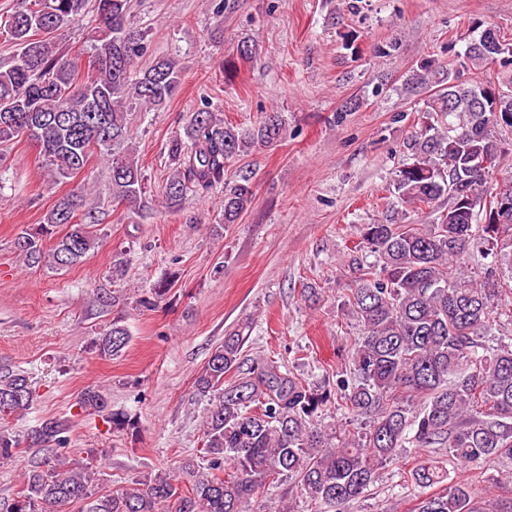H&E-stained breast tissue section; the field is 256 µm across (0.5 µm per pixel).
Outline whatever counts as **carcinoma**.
Returning a JSON list of instances; mask_svg holds the SVG:
<instances>
[{
    "label": "carcinoma",
    "instance_id": "obj_1",
    "mask_svg": "<svg viewBox=\"0 0 512 512\" xmlns=\"http://www.w3.org/2000/svg\"><path fill=\"white\" fill-rule=\"evenodd\" d=\"M130 0H95L99 21L92 72L78 75L54 33L83 15L87 0H15L0 20V37L15 47L0 66V144L27 140L55 182L73 179L95 152L111 170V194L91 200L84 188L60 196L41 223L25 228L14 246L27 265L63 270L98 246L99 209L146 198L147 178L127 146L129 112L163 106L182 77L173 61L135 67L147 33L128 21ZM464 56L475 69L512 68V42L490 25L471 28ZM405 86L425 94L418 128L406 142V162L392 179L390 214L361 230L376 262L362 269L347 304L361 324L352 368L315 386L271 358L245 366V327L231 331L195 379L206 398L203 460L177 474L160 473L140 487L92 489L94 456L70 458V421L43 420L26 440L0 427V461L21 443L49 447L22 473L10 512H249L266 483L292 482L320 512L363 497L396 450L445 449L446 459L408 471L407 482L443 483L418 512H486L474 481L449 478L448 464L473 470L512 462V341L492 337L498 308L512 296V177L492 183L512 157L503 137L512 131V90L491 80L459 81L453 62L426 56L406 72ZM282 113H261L250 125L224 122L201 103L167 144L170 174L161 190L168 210L190 192H223L224 223L234 224L254 196L252 173H230V160L283 135ZM446 206L432 224H406V209ZM498 257L500 272L473 263V250ZM130 340L116 322L95 338L99 356H118ZM35 400L31 376L0 369V422L27 413ZM364 420L350 431L317 423L330 404ZM83 409L108 413L118 430L129 425L110 409L107 392L91 385ZM225 472L224 477L215 472ZM189 486H183V483Z\"/></svg>",
    "mask_w": 512,
    "mask_h": 512
}]
</instances>
